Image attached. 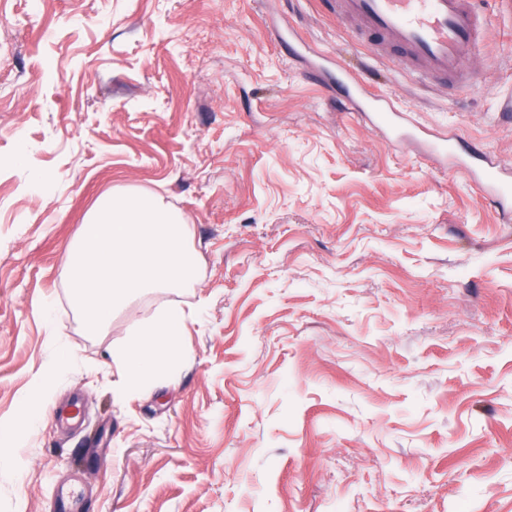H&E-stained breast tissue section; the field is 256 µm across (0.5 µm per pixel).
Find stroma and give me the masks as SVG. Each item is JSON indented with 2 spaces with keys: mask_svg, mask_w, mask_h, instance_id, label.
<instances>
[{
  "mask_svg": "<svg viewBox=\"0 0 512 512\" xmlns=\"http://www.w3.org/2000/svg\"><path fill=\"white\" fill-rule=\"evenodd\" d=\"M485 9L443 94L322 0H0V422L75 356L22 446L0 432V512L76 482L89 512H512V219L336 83L512 166V14ZM122 188L183 214L200 283L92 336L66 255ZM166 303L187 358L116 404L110 350Z\"/></svg>",
  "mask_w": 512,
  "mask_h": 512,
  "instance_id": "stroma-1",
  "label": "stroma"
}]
</instances>
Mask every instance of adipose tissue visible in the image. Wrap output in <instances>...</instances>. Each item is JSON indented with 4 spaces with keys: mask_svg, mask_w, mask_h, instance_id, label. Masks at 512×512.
<instances>
[{
    "mask_svg": "<svg viewBox=\"0 0 512 512\" xmlns=\"http://www.w3.org/2000/svg\"><path fill=\"white\" fill-rule=\"evenodd\" d=\"M187 315L177 305H164L138 323L125 341L110 352L120 379L113 387L115 402L124 403L145 388L174 378L184 358L183 336ZM73 357L58 351L56 358L38 375L34 390L39 402L24 401L28 427H36L42 416V402L48 399L73 364Z\"/></svg>",
    "mask_w": 512,
    "mask_h": 512,
    "instance_id": "1",
    "label": "adipose tissue"
}]
</instances>
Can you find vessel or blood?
Returning <instances> with one entry per match:
<instances>
[{
  "label": "vessel or blood",
  "mask_w": 512,
  "mask_h": 512,
  "mask_svg": "<svg viewBox=\"0 0 512 512\" xmlns=\"http://www.w3.org/2000/svg\"><path fill=\"white\" fill-rule=\"evenodd\" d=\"M337 17L358 25V35L375 58L397 56L408 71L441 82L459 81L489 31L477 0H336ZM347 101L376 113L381 130L395 141L414 139L433 156L447 159L478 187L483 199L512 213V168L478 149L461 151L453 135L430 133L404 122L394 101L376 94L359 77L342 73Z\"/></svg>",
  "instance_id": "1"
}]
</instances>
